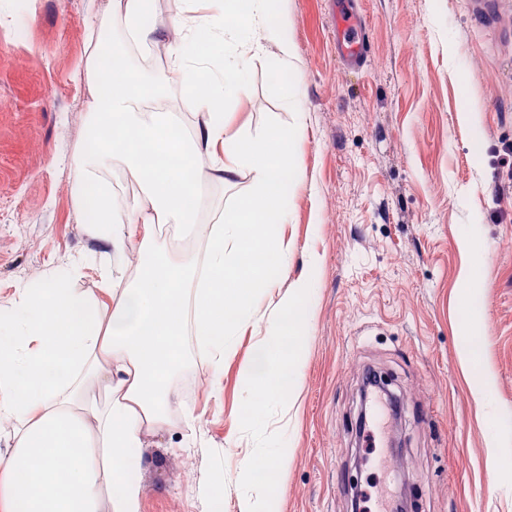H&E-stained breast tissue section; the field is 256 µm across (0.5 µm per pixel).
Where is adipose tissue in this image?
Segmentation results:
<instances>
[{"instance_id":"1","label":"adipose tissue","mask_w":512,"mask_h":512,"mask_svg":"<svg viewBox=\"0 0 512 512\" xmlns=\"http://www.w3.org/2000/svg\"><path fill=\"white\" fill-rule=\"evenodd\" d=\"M208 2L206 15L175 10L167 36L154 28L152 0H113L112 77L95 80L87 103L73 195L83 204L87 187L96 186L93 234L111 252L136 251L138 260L131 275L101 267L100 294L89 298L72 293L68 273L49 268L23 284L17 307L0 315V422L13 428L12 452L0 463V512H100L104 504L109 512H140L146 436L168 427L178 408L185 424L195 420L177 389L193 361L180 336L192 328L212 373H223L226 337L249 325L263 301L270 308L267 370L244 375L249 424L260 440L244 466L254 489L243 512H275L274 487L255 486L254 474L269 459L287 469L288 444L264 437V417L300 385L303 314L293 296L266 295L275 285L268 269L288 267L284 180L296 173L289 144L298 132L228 138L224 107L244 83L247 55L272 43L286 60L294 46L287 17L269 21L267 0H251L249 18L236 28L224 25L225 0ZM130 43L166 48L169 65L159 81L146 82L127 60L122 48ZM170 86L209 117L193 138L171 137L174 114L146 104ZM147 143L178 158L181 169H145L140 147ZM204 154L210 167L199 163ZM112 169L130 175L138 195L117 197ZM215 173L229 184L248 174L251 192L214 218L202 255L189 257L163 241V228L194 232ZM49 438L52 450H42Z\"/></svg>"}]
</instances>
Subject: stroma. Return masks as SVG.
Returning a JSON list of instances; mask_svg holds the SVG:
<instances>
[{"label": "stroma", "instance_id": "obj_1", "mask_svg": "<svg viewBox=\"0 0 512 512\" xmlns=\"http://www.w3.org/2000/svg\"><path fill=\"white\" fill-rule=\"evenodd\" d=\"M107 0H0V310L46 264L73 267L74 294L96 295L112 254L73 204L72 160L83 144L93 78L86 64L112 19ZM27 4L24 25L17 4ZM366 24L368 61L336 55L331 0H270L291 22L295 52L250 57L225 106L229 137L299 128L289 185L288 268L280 291L318 271L306 315L300 387L287 425L279 512H351L358 388L381 368L401 398L398 486L422 512H512V37L485 30L464 0H349ZM300 92V107L288 102ZM484 343L470 363L466 336ZM262 323L244 327L213 376L195 364L177 381L196 416L147 438L141 512H242L241 465L255 446L242 375L258 369ZM223 481V495L213 484Z\"/></svg>", "mask_w": 512, "mask_h": 512}]
</instances>
